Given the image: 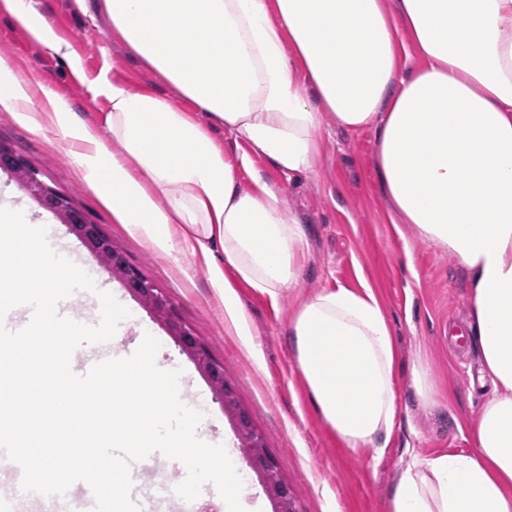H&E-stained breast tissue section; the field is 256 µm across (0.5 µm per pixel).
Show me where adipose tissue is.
I'll list each match as a JSON object with an SVG mask.
<instances>
[{"label": "adipose tissue", "mask_w": 512, "mask_h": 512, "mask_svg": "<svg viewBox=\"0 0 512 512\" xmlns=\"http://www.w3.org/2000/svg\"><path fill=\"white\" fill-rule=\"evenodd\" d=\"M0 7L69 56L35 0ZM96 10L176 97L103 78L94 90L109 110L88 124L4 54L0 108L22 121L44 112L115 222L206 263L237 335L250 333L237 285L274 301L294 294L308 400L346 447L381 456L399 403L378 298L366 284L298 295L302 220L283 186L241 177L257 157L290 181L317 174L328 123L371 131L392 216L470 276L471 336L492 384L470 423L473 450L410 455L389 512H512V0H97Z\"/></svg>", "instance_id": "adipose-tissue-1"}]
</instances>
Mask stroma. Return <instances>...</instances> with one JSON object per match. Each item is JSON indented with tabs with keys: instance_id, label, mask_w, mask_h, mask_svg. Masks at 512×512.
<instances>
[{
	"instance_id": "35a3bbf8",
	"label": "stroma",
	"mask_w": 512,
	"mask_h": 512,
	"mask_svg": "<svg viewBox=\"0 0 512 512\" xmlns=\"http://www.w3.org/2000/svg\"><path fill=\"white\" fill-rule=\"evenodd\" d=\"M36 8L59 39L71 46L65 59L22 33L0 10V55L12 57L22 80L45 86L64 98L78 120L99 124L108 102L95 94L99 78L132 92L172 94L158 74L144 68L112 35L104 17L94 16V0H35ZM0 142L20 153L52 189L67 193L86 219L100 226L125 258L161 288L179 322L191 327L234 384L242 406L279 463L292 489L294 512H387V501L407 450L431 456L466 451L474 441L466 429L488 392L473 383L478 353L466 337L470 288L463 266L447 251L419 240L412 225L392 223L372 164L373 135L329 126L318 176L291 184L285 200L301 211L309 249L299 272L304 294L343 284L368 283L383 304L398 347V398L401 413L382 459L370 448L344 447L322 425L303 394L295 371L290 315L294 301H271L247 286L237 296L248 316L251 343L229 330L224 301L212 288L205 266L186 254L167 255L112 213L83 179L58 135L44 117L18 120L0 109ZM24 209L47 227L50 237L65 240L84 270L131 312L122 323L120 347L153 335L161 369H182L184 400L208 402L202 426L211 443L224 445L244 479V500L258 512H274L265 490L242 450L241 439L221 397L190 355L183 352L165 324L136 300L121 278L72 234L61 218L42 207L15 175L0 171V204ZM411 263H404V255ZM428 363L434 380L433 401L415 396L410 378L417 360Z\"/></svg>"
}]
</instances>
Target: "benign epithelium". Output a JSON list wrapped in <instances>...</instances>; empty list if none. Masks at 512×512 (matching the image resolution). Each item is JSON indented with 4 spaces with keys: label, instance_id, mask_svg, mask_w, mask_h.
Segmentation results:
<instances>
[{
    "label": "benign epithelium",
    "instance_id": "1",
    "mask_svg": "<svg viewBox=\"0 0 512 512\" xmlns=\"http://www.w3.org/2000/svg\"><path fill=\"white\" fill-rule=\"evenodd\" d=\"M0 169L22 174L32 195L40 201L41 205L59 215L63 222L68 224L72 233L80 238L93 253L102 256L117 251L112 240L103 234L99 225L89 223L67 196L43 186L37 175L27 168L21 155L0 146ZM107 268L120 276L156 319L168 325L171 335L182 350L193 357L205 371L213 387L221 395L224 406L235 411L237 428L245 435L244 452L251 468L260 475L267 492L277 501L279 512H294L291 506L292 493L288 484L280 477L278 462L265 452L262 436L254 428L248 412L239 405L236 387L224 380L223 367L211 359L206 347L190 327L174 321L170 302L162 289L127 262L112 263L107 265Z\"/></svg>",
    "mask_w": 512,
    "mask_h": 512
}]
</instances>
